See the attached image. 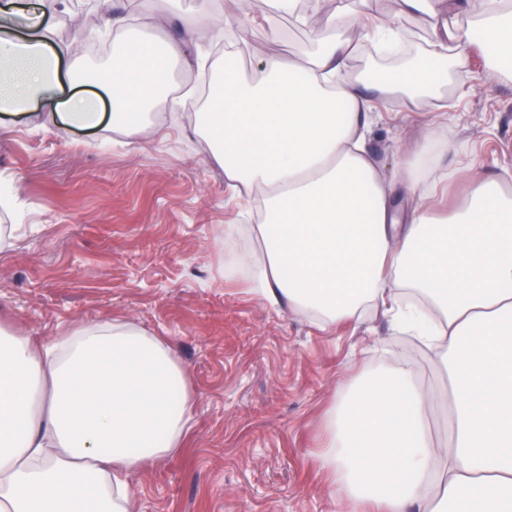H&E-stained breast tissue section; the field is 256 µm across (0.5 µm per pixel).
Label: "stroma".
Wrapping results in <instances>:
<instances>
[{"mask_svg": "<svg viewBox=\"0 0 512 512\" xmlns=\"http://www.w3.org/2000/svg\"><path fill=\"white\" fill-rule=\"evenodd\" d=\"M228 30L267 54L295 56L309 30L283 19L282 40L256 21L259 0H212ZM441 93L375 112L367 145L390 181L430 131L464 147L465 164L512 176V76L482 54L455 61ZM37 112L0 114V208L14 244L0 250V327L43 341L128 320L175 346L196 407L185 448L130 479L134 512H350L314 458L336 390L361 370L410 363L425 386L448 383L418 340L376 317L326 333L224 277V227L240 207L188 122L164 121L132 143L99 145Z\"/></svg>", "mask_w": 512, "mask_h": 512, "instance_id": "1", "label": "stroma"}]
</instances>
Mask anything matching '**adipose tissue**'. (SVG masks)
Instances as JSON below:
<instances>
[{
	"mask_svg": "<svg viewBox=\"0 0 512 512\" xmlns=\"http://www.w3.org/2000/svg\"><path fill=\"white\" fill-rule=\"evenodd\" d=\"M69 2L0 5V113L43 105L89 129L107 98L114 128L136 137L183 43L222 32L202 8L183 17L181 41L135 37L117 65L66 70L54 19ZM392 2L389 20L339 0L305 55L262 59L257 80L237 64L247 41L226 51L218 108L189 116L249 202L248 223L224 227V273L324 331L390 318L448 377L445 440L430 415L446 402L410 364L337 390L317 455L334 497L354 512H512V190L444 165L429 136L402 157L399 195L366 146L373 112L432 94L449 61L477 50L511 73L512 0ZM423 21L430 57L351 71L361 38L394 49ZM195 405L176 349L132 322L37 347L0 328V512H132L131 475L182 447Z\"/></svg>",
	"mask_w": 512,
	"mask_h": 512,
	"instance_id": "obj_1",
	"label": "adipose tissue"
}]
</instances>
